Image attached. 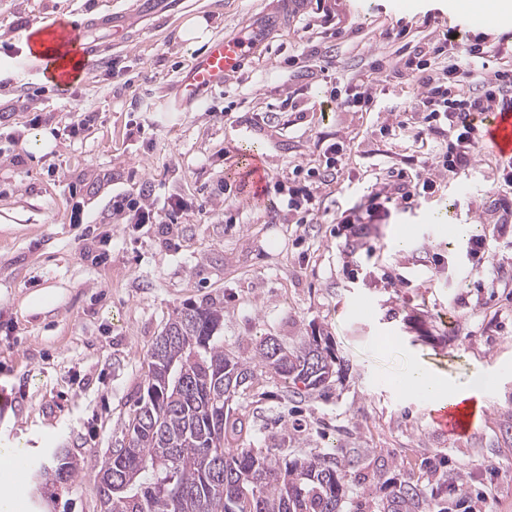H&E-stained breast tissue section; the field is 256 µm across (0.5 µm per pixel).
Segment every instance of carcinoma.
Listing matches in <instances>:
<instances>
[{"label": "carcinoma", "mask_w": 512, "mask_h": 512, "mask_svg": "<svg viewBox=\"0 0 512 512\" xmlns=\"http://www.w3.org/2000/svg\"><path fill=\"white\" fill-rule=\"evenodd\" d=\"M224 308L182 309L149 352L146 391L125 424L124 443L99 466L101 512H341L342 481L356 448L283 460L272 449L227 448L244 431L228 406L254 380L252 361L224 349ZM254 359L307 393L336 374L327 338L285 347L265 338ZM80 464L65 449L38 466L45 480L68 482ZM417 485L392 489L384 512H432Z\"/></svg>", "instance_id": "obj_1"}]
</instances>
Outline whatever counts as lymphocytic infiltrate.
Wrapping results in <instances>:
<instances>
[{
	"label": "lymphocytic infiltrate",
	"instance_id": "1",
	"mask_svg": "<svg viewBox=\"0 0 512 512\" xmlns=\"http://www.w3.org/2000/svg\"><path fill=\"white\" fill-rule=\"evenodd\" d=\"M483 46L478 43H464L462 40L445 36L441 43L433 45L418 56L405 60L402 67L386 71L382 82L403 78L418 88L402 112L396 113L389 126V133L407 129L410 115H423L424 128L419 136L444 134L448 137L445 151L434 156L417 159L411 169L398 170L393 184L381 186L368 195L364 212H352L344 216L349 225L361 223L363 214L386 210L412 208L417 199L432 195L437 184L432 177L435 167L455 173L468 169L475 162L478 149L483 142L481 127L476 123V114L491 112L512 105V73L495 72L493 79L481 88L465 90L462 79L469 72L471 63L485 58ZM447 59L443 72L448 83L428 77L427 72L439 59ZM150 190H143L140 200L117 201L116 209L128 210L139 224H174L184 210L181 199H170L165 210H156L150 200Z\"/></svg>",
	"mask_w": 512,
	"mask_h": 512
}]
</instances>
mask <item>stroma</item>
Here are the masks:
<instances>
[{"instance_id": "obj_1", "label": "stroma", "mask_w": 512, "mask_h": 512, "mask_svg": "<svg viewBox=\"0 0 512 512\" xmlns=\"http://www.w3.org/2000/svg\"><path fill=\"white\" fill-rule=\"evenodd\" d=\"M136 2L0 0V448L20 449L28 473H0V512H99L95 466L122 442L153 342L177 311L212 301L237 354L316 332L341 361L330 388L306 398L256 365L231 402L248 421L244 447L287 460L358 448L362 468L383 457L422 487L464 464L484 512H512V226L492 206L499 159L486 149L466 171L434 172L433 195L374 214L361 234L340 222L389 169L441 147L386 133L415 89L378 82L377 69L453 26L506 54L512 28L474 26L471 0H154L147 12ZM200 13L212 37L255 30L260 44L223 88L175 109L181 74L206 52L178 30ZM107 15L117 30L97 27ZM39 23L88 24L97 65L63 88L35 79L22 35ZM361 79L374 84L366 111L345 104ZM43 131L55 140L44 154ZM334 141L349 150L335 183L317 190L321 217L298 223L273 184L319 167ZM252 154L270 182L259 200L224 186ZM147 185L155 207L186 200L179 223L113 211ZM475 235L490 238L503 269L495 290L477 287ZM417 366L459 386L480 369L493 377L469 436H442L425 399L399 395L396 381ZM58 448L80 462L78 476L37 484L35 463ZM389 495L346 480L345 512H382Z\"/></svg>"}]
</instances>
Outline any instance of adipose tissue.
<instances>
[{"instance_id":"obj_1","label":"adipose tissue","mask_w":512,"mask_h":512,"mask_svg":"<svg viewBox=\"0 0 512 512\" xmlns=\"http://www.w3.org/2000/svg\"><path fill=\"white\" fill-rule=\"evenodd\" d=\"M22 45L25 56L39 66V80L65 84L78 78L79 64L63 37H49L47 30L37 25L24 34ZM485 383V375L478 372L474 374L469 386L460 388L442 376L417 367L403 379L400 390L406 395H418L433 406L446 402L452 405L461 404L477 411L483 405Z\"/></svg>"}]
</instances>
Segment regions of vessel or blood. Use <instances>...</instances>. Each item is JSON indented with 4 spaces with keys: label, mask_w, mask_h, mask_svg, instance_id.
<instances>
[{
    "label": "vessel or blood",
    "mask_w": 512,
    "mask_h": 512,
    "mask_svg": "<svg viewBox=\"0 0 512 512\" xmlns=\"http://www.w3.org/2000/svg\"><path fill=\"white\" fill-rule=\"evenodd\" d=\"M255 46L256 39L250 35L214 39L202 58L179 81L180 97L195 100L202 91L223 87L225 79L239 71ZM477 120L483 128L487 146L500 157L512 159V107L478 114ZM433 420L448 435L466 436L472 431L475 415L460 406L445 404L434 410Z\"/></svg>",
    "instance_id": "vessel-or-blood-1"
}]
</instances>
